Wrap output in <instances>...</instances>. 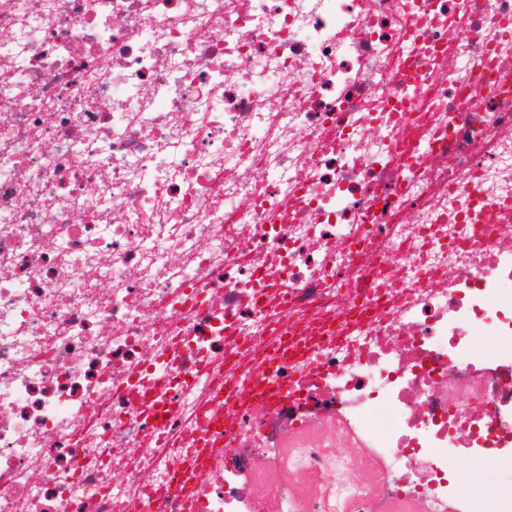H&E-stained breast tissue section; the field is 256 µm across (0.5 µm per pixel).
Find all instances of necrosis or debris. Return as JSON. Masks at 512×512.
I'll use <instances>...</instances> for the list:
<instances>
[{"instance_id":"obj_1","label":"necrosis or debris","mask_w":512,"mask_h":512,"mask_svg":"<svg viewBox=\"0 0 512 512\" xmlns=\"http://www.w3.org/2000/svg\"><path fill=\"white\" fill-rule=\"evenodd\" d=\"M487 452L512 0H0V512H512ZM453 469L457 474L461 476L462 473H473V475L479 480L483 481L487 476L495 473L499 466L490 457L488 458H465L459 463L453 465Z\"/></svg>"}]
</instances>
